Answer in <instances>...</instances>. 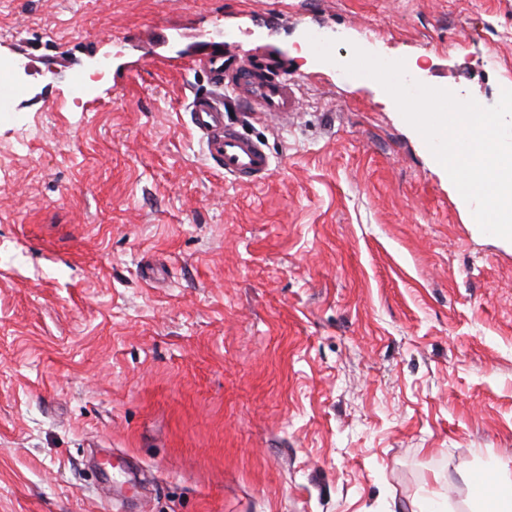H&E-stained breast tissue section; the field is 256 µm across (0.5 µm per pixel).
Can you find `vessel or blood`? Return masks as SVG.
<instances>
[{
  "label": "vessel or blood",
  "mask_w": 512,
  "mask_h": 512,
  "mask_svg": "<svg viewBox=\"0 0 512 512\" xmlns=\"http://www.w3.org/2000/svg\"><path fill=\"white\" fill-rule=\"evenodd\" d=\"M210 78L212 92L194 97L188 105L191 120L206 157L238 183L265 179L271 160L262 145L224 122V94L253 108L262 122L294 119L300 109V89L296 81L281 75L278 63H227L223 48L202 53L197 60Z\"/></svg>",
  "instance_id": "b4317fda"
}]
</instances>
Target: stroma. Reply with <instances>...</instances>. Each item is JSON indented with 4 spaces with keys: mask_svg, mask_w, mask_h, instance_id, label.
<instances>
[{
    "mask_svg": "<svg viewBox=\"0 0 512 512\" xmlns=\"http://www.w3.org/2000/svg\"><path fill=\"white\" fill-rule=\"evenodd\" d=\"M220 32L300 85L285 126L224 100L254 185L187 110ZM355 45L491 107L512 0H0V512H472L512 479V241Z\"/></svg>",
    "mask_w": 512,
    "mask_h": 512,
    "instance_id": "obj_1",
    "label": "stroma"
}]
</instances>
